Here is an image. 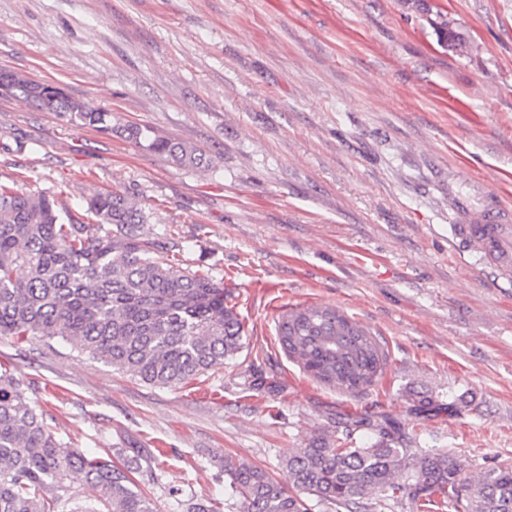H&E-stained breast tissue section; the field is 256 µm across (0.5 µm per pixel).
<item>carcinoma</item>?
<instances>
[{"label": "carcinoma", "mask_w": 512, "mask_h": 512, "mask_svg": "<svg viewBox=\"0 0 512 512\" xmlns=\"http://www.w3.org/2000/svg\"><path fill=\"white\" fill-rule=\"evenodd\" d=\"M449 49L463 53L462 33L441 24ZM23 74L1 70L0 92L42 112L116 134L197 166L195 150L152 130L112 121V111L51 90ZM149 214L118 192L87 201L84 213L62 210L46 194L0 184V336L60 337L90 357L140 381L173 387L224 365L243 347L244 327L228 305L224 281L169 258L166 242L149 237ZM499 271L500 244L491 225H453ZM279 343L318 382L342 392L371 386L387 357L372 334L329 306H297L279 316ZM372 432L361 445L355 433ZM416 437L393 419H336V438L314 437L283 462L285 478L224 457L230 509L309 512L307 499L332 512H369L405 499L418 512H512V463L478 476L463 473L446 452H419ZM152 455L132 448L121 464L71 448L50 431L44 413L12 376L0 374V512H160L135 475ZM84 475L88 498L68 507V473Z\"/></svg>", "instance_id": "obj_1"}]
</instances>
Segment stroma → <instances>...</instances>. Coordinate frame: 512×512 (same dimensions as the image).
<instances>
[{
    "instance_id": "1",
    "label": "stroma",
    "mask_w": 512,
    "mask_h": 512,
    "mask_svg": "<svg viewBox=\"0 0 512 512\" xmlns=\"http://www.w3.org/2000/svg\"><path fill=\"white\" fill-rule=\"evenodd\" d=\"M1 68L201 154L183 167L0 94V183L75 211L135 196L244 324L237 355L176 387L0 336V370L57 439L116 462L150 449L138 481L161 512L223 499L226 455L282 478L340 415L396 420L470 474L512 462V279L452 230L512 211V0H0ZM297 305L376 336L373 386L288 357L276 322Z\"/></svg>"
}]
</instances>
